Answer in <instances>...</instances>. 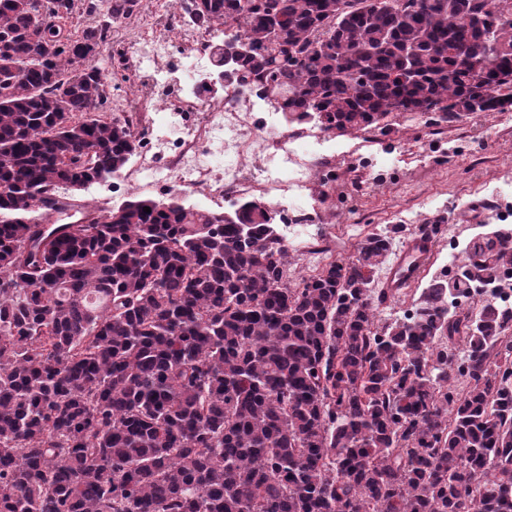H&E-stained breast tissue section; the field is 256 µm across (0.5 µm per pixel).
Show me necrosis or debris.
Here are the masks:
<instances>
[{"instance_id":"4bbe7bcc","label":"necrosis or debris","mask_w":512,"mask_h":512,"mask_svg":"<svg viewBox=\"0 0 512 512\" xmlns=\"http://www.w3.org/2000/svg\"><path fill=\"white\" fill-rule=\"evenodd\" d=\"M112 39L125 49L131 78L123 91L112 94L114 114L133 120L145 100L153 102L151 129L133 168L113 178V195L156 177L165 191H187L217 206L247 195L278 201L313 188L334 195L335 184L316 178L313 159L325 141L319 124L305 117L263 139L252 97L217 92L221 75L201 46L221 44L222 25L198 28L180 20L176 0H146L139 12L113 21ZM163 75L180 85V94L157 97ZM275 163L294 166L297 178L273 177Z\"/></svg>"}]
</instances>
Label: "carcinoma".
I'll use <instances>...</instances> for the list:
<instances>
[{
	"mask_svg": "<svg viewBox=\"0 0 512 512\" xmlns=\"http://www.w3.org/2000/svg\"><path fill=\"white\" fill-rule=\"evenodd\" d=\"M181 2L196 26L235 28L224 85L326 132L442 101L452 118L474 96L512 110L499 0ZM142 7L85 0L78 33L73 0H0V512H512V313L445 306L512 266L511 224L484 225L381 325L386 233L292 283L256 199L33 220L137 152L95 58Z\"/></svg>",
	"mask_w": 512,
	"mask_h": 512,
	"instance_id": "obj_1",
	"label": "carcinoma"
}]
</instances>
